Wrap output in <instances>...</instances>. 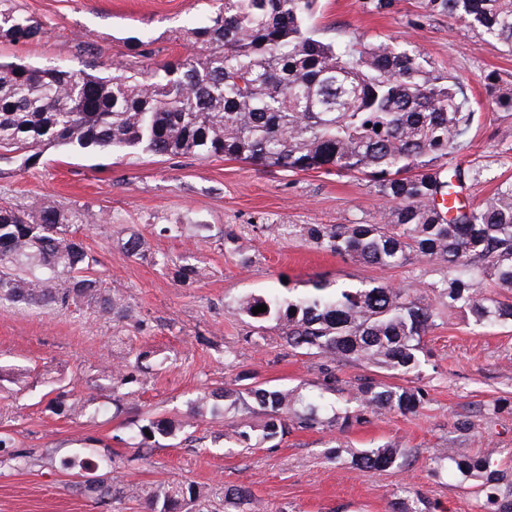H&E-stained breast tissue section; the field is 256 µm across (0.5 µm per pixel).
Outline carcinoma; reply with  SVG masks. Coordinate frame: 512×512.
<instances>
[{"label": "carcinoma", "mask_w": 512, "mask_h": 512, "mask_svg": "<svg viewBox=\"0 0 512 512\" xmlns=\"http://www.w3.org/2000/svg\"><path fill=\"white\" fill-rule=\"evenodd\" d=\"M0 0V40L27 43L42 36L33 19ZM201 19L183 29L193 52L156 65L153 51L133 40L140 65L119 64L107 76L64 66L34 67L0 62V150L18 152L22 165L36 164L50 148L70 152L150 153L234 158L291 172L360 173L387 204L366 224H268L277 235L299 238L334 255L383 268L412 258L448 270L428 284L448 313L463 312L476 326L512 323V301L483 293L491 281L512 289V182L501 184L480 205L460 196L481 171L448 164L469 147L476 118L468 80L437 68L415 45L390 39L355 47L319 36L313 21L320 0H205ZM422 18L461 20L470 30L512 53V0H419ZM491 106L512 112V83L496 74L482 78ZM380 130H375V127ZM84 209L45 200L29 211L0 204V300L29 306L79 310L93 306L103 317H124L122 294L104 286L93 269L98 258L71 235L74 224H90ZM126 253L150 256L169 266L164 253L147 254L143 236L122 240ZM264 304L267 311L254 314ZM240 311L264 339L268 324L296 353L321 357L324 386L336 388L332 365L352 361L392 375L419 374L423 338L436 325L437 309L418 301L412 288L384 283L341 285L319 279L284 298L250 296ZM154 352L129 348L119 365H105L112 405L119 412L127 388L144 383ZM27 384V373L0 365V392ZM265 412L260 430L240 424L232 436L247 443L301 429L349 427L379 410L417 411L424 393L373 378L350 395L355 409L324 420L316 404L288 388H220L191 402L192 417L217 413L215 402ZM90 398L56 401L59 412L84 416ZM173 431L166 420L146 419L131 438L153 448ZM402 449L392 444L362 450L352 464L363 473L400 468ZM434 463L464 480L480 481L484 512H512V467L500 468L477 455L442 448ZM84 491L101 503L119 492L114 479L95 474ZM146 512H189L204 490L194 483L163 481L136 490ZM224 503L255 512L249 490L224 489Z\"/></svg>", "instance_id": "1"}]
</instances>
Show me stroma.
<instances>
[{"instance_id": "obj_1", "label": "stroma", "mask_w": 512, "mask_h": 512, "mask_svg": "<svg viewBox=\"0 0 512 512\" xmlns=\"http://www.w3.org/2000/svg\"><path fill=\"white\" fill-rule=\"evenodd\" d=\"M19 13L44 30L29 43L0 42V59L36 66L104 69L134 64L131 38L150 44L157 63L184 56L179 35L201 17L203 0H11ZM320 34L336 41L394 38L423 50L436 66L469 79L478 100L470 147L459 155L465 167L482 170L463 194L479 205L504 180H512V112L485 104L481 76L496 72L512 81V54L463 22L424 19L418 0H398L386 14L363 11L360 0H322L316 17ZM51 199L86 209L99 221L79 235L100 261L108 287L124 295L130 318L114 322L95 309L61 311L0 304V365L28 372V385L0 398V432L14 445L0 450V512H146L135 486L188 481L206 492L199 512H224V490L250 489L260 512H391L401 485L429 512H480L476 481L461 480L432 458L441 448L479 455L493 463L512 458V326L472 325L462 314L441 316L425 338V361L411 383L426 403L416 412L379 411L347 430L289 428L282 437L251 448L228 439L212 444L215 432L239 422L261 427L262 412L225 409L222 418H191L190 402L206 388L250 383L299 389L322 417L343 412L350 390L369 367L342 361L335 368L336 391L324 390L320 360L294 354L275 331L255 342L241 300L277 290H304L324 277L346 284L380 282L416 288L422 303L437 304L430 283L445 277L437 265L416 259L399 268H380L284 238L262 229L277 224L374 222L384 204L363 175L288 172L240 159L170 158L146 153L75 154L47 150L42 163L22 165L19 154L0 159V203L24 209ZM166 224L183 227L180 237L161 234ZM198 224L214 235L196 242ZM137 232L150 250L166 253L172 266L127 255L121 236ZM195 256L203 269L194 282L176 281L174 270ZM134 348L155 352L166 367L148 376L114 414L112 395L99 369L121 352L113 336ZM68 383L70 397H93L81 418L53 413L50 379ZM498 405L490 414V405ZM165 418L177 427L173 438L144 450L129 436L136 419ZM472 423L457 430L458 419ZM391 442L406 465L369 475L350 464L352 453ZM94 448L99 473L116 467L129 491L108 509L78 486L70 464L83 448ZM25 457L16 466L13 457Z\"/></svg>"}]
</instances>
